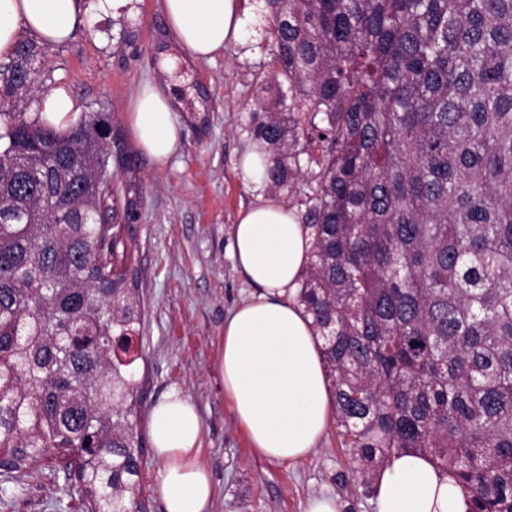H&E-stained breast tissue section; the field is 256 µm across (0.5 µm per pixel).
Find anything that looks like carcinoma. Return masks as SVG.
I'll return each instance as SVG.
<instances>
[{
	"label": "carcinoma",
	"mask_w": 512,
	"mask_h": 512,
	"mask_svg": "<svg viewBox=\"0 0 512 512\" xmlns=\"http://www.w3.org/2000/svg\"><path fill=\"white\" fill-rule=\"evenodd\" d=\"M264 2L239 134L311 237L297 301L350 464L336 483L373 494L419 453L468 512H512V0ZM37 56L22 41L0 70V469L70 453L81 512H147L119 265L137 210L114 186L134 158L105 112L60 132L10 110Z\"/></svg>",
	"instance_id": "obj_1"
}]
</instances>
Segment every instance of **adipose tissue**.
<instances>
[{
	"instance_id": "1",
	"label": "adipose tissue",
	"mask_w": 512,
	"mask_h": 512,
	"mask_svg": "<svg viewBox=\"0 0 512 512\" xmlns=\"http://www.w3.org/2000/svg\"><path fill=\"white\" fill-rule=\"evenodd\" d=\"M181 48L209 59L240 40L243 0H163ZM86 22L80 0H0V57L13 54L21 32L62 43ZM140 148L168 160L181 143V125L168 95L147 84L131 104ZM310 238L295 210L264 201L241 212L232 228L231 258L257 296L224 321L219 364L224 390L250 443L261 456L290 462L308 456L331 416L320 342L294 300L308 261ZM158 487L165 512H212L210 474L199 458L202 422L182 390L172 389L149 412ZM376 512H467L454 478L416 453L392 456L380 472Z\"/></svg>"
}]
</instances>
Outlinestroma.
I'll return each instance as SVG.
<instances>
[{
  "mask_svg": "<svg viewBox=\"0 0 512 512\" xmlns=\"http://www.w3.org/2000/svg\"><path fill=\"white\" fill-rule=\"evenodd\" d=\"M95 0H84L92 9ZM262 0L246 4V38L211 60L179 49L165 20L163 0H129L115 14L93 11L89 24L63 44L39 43L40 74L20 90L13 111L34 119L45 93L62 87L82 111L106 112L135 159L116 179L137 201L138 247L126 267L138 274L143 325L140 356L147 410L173 388L190 396L202 420L200 458L213 482V512H307L316 497L338 498L333 481L346 470L335 427L307 457L279 463L251 448L229 398L218 355L224 320L256 290L231 259V228L256 197L236 167L246 143L241 113L254 106L252 71L259 63L265 18ZM175 58L163 70L160 56ZM169 89L181 124L177 153L160 163L138 146L130 103L143 84ZM79 494L64 473L34 462L25 476L0 475V512H76Z\"/></svg>",
  "mask_w": 512,
  "mask_h": 512,
  "instance_id": "stroma-1",
  "label": "stroma"
}]
</instances>
